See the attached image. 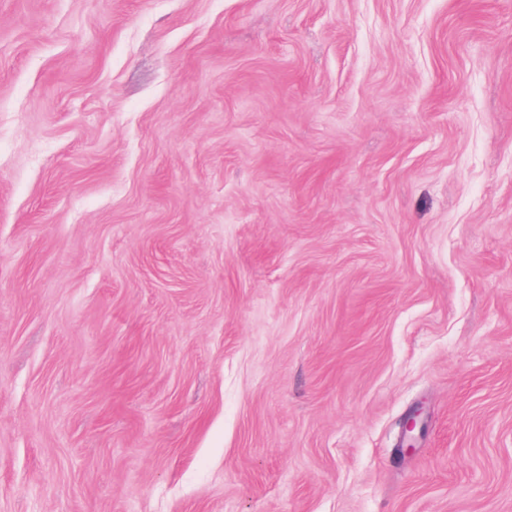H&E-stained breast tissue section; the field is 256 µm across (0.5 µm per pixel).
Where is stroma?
<instances>
[{"label":"stroma","instance_id":"stroma-1","mask_svg":"<svg viewBox=\"0 0 512 512\" xmlns=\"http://www.w3.org/2000/svg\"><path fill=\"white\" fill-rule=\"evenodd\" d=\"M0 512H512V0H0ZM424 425L418 409L408 413L401 423V448L404 454H410L415 448L417 439L423 434Z\"/></svg>","mask_w":512,"mask_h":512}]
</instances>
